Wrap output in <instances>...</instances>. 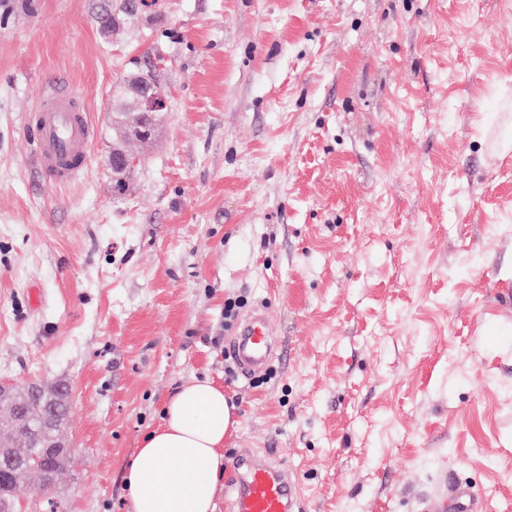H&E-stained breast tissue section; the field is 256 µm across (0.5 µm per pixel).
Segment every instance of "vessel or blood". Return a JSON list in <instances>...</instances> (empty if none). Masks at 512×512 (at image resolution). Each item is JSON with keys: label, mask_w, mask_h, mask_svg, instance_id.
Segmentation results:
<instances>
[{"label": "vessel or blood", "mask_w": 512, "mask_h": 512, "mask_svg": "<svg viewBox=\"0 0 512 512\" xmlns=\"http://www.w3.org/2000/svg\"><path fill=\"white\" fill-rule=\"evenodd\" d=\"M29 121L35 130L37 165L43 177L64 184L86 169L94 129L81 98L71 88L48 86ZM270 336L263 317H253L243 325L234 351L242 373L266 364L271 356ZM233 484L230 512H301L297 485L267 463H247Z\"/></svg>", "instance_id": "obj_1"}]
</instances>
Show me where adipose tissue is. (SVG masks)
<instances>
[{
    "mask_svg": "<svg viewBox=\"0 0 512 512\" xmlns=\"http://www.w3.org/2000/svg\"><path fill=\"white\" fill-rule=\"evenodd\" d=\"M234 407L211 380L183 385L125 466L130 512H214Z\"/></svg>",
    "mask_w": 512,
    "mask_h": 512,
    "instance_id": "ef3b65f1",
    "label": "adipose tissue"
}]
</instances>
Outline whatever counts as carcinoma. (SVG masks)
<instances>
[{
  "instance_id": "obj_1",
  "label": "carcinoma",
  "mask_w": 512,
  "mask_h": 512,
  "mask_svg": "<svg viewBox=\"0 0 512 512\" xmlns=\"http://www.w3.org/2000/svg\"><path fill=\"white\" fill-rule=\"evenodd\" d=\"M158 59L155 52H145L135 62V69L125 74L112 87V98L122 108L112 113V132L122 137L138 122L139 110L133 87L152 78L145 63ZM67 398L49 403L34 392L27 393L15 406H0V456L14 462L9 474L0 478V508L20 509L24 489L37 486L50 493L72 467L73 450L65 432L69 412Z\"/></svg>"
}]
</instances>
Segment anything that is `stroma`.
I'll list each match as a JSON object with an SVG mask.
<instances>
[{"label": "stroma", "mask_w": 512, "mask_h": 512, "mask_svg": "<svg viewBox=\"0 0 512 512\" xmlns=\"http://www.w3.org/2000/svg\"><path fill=\"white\" fill-rule=\"evenodd\" d=\"M112 2L0 0V384L70 387L58 512H129L205 378L225 460L302 512H512V0H152L110 35ZM148 50L170 107L118 193L112 84ZM54 81L97 129L64 185L28 123ZM257 309L275 356L226 375Z\"/></svg>", "instance_id": "35a3bbf8"}]
</instances>
